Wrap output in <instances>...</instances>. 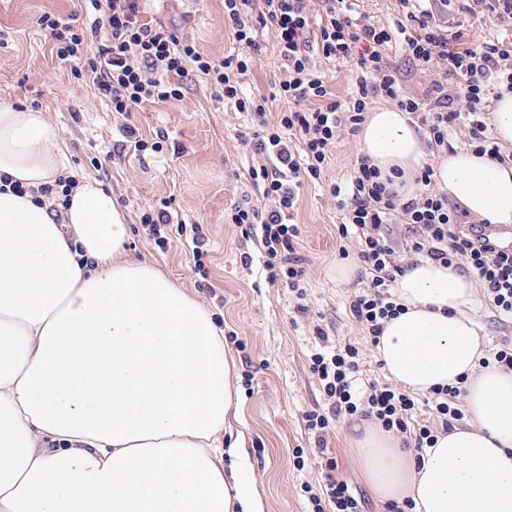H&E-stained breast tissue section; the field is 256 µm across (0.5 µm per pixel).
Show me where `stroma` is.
I'll list each match as a JSON object with an SVG mask.
<instances>
[{"mask_svg": "<svg viewBox=\"0 0 512 512\" xmlns=\"http://www.w3.org/2000/svg\"><path fill=\"white\" fill-rule=\"evenodd\" d=\"M143 8L146 18L193 41L206 56L221 60L238 51L224 21V0H144ZM46 12L82 27L89 36L96 28L94 15L78 0H0V30L7 34L0 46V105L43 109L61 130L72 166L108 187L125 209L131 226L129 254L162 269L223 328L241 392L236 427L246 437L266 512H312L310 495L321 492L330 457L337 463L336 478L353 488L363 512H387L357 472L350 451V428L361 423V416L334 417L320 436L308 431L303 420L306 412L330 406L312 370L311 357L320 349L356 345L359 385L388 382L366 330L350 313L352 300L366 285V273L360 269L352 279L336 277L337 264L356 261V243L338 236L342 215L329 187L348 180L360 158L356 136L343 134L320 179L300 189L295 222L301 234L295 247L306 269V295L297 299L285 285L267 279L260 230L246 234L228 221L238 205L266 209L262 187L248 175L259 158L241 139L250 121L225 107L214 86L193 78L185 82L181 99L143 102L127 118L113 112L92 85L74 79L69 66L57 59L48 32L37 24ZM448 16L463 18L464 41L512 38V21L485 11L463 14L460 0ZM272 42V34H265L244 83L246 93L270 97V120L287 107L271 98L282 70ZM384 55L407 94L428 97L437 68L415 63L398 42L390 43ZM127 121L147 142H160V150L129 151L122 135ZM165 199L179 220L198 226L207 251L202 270L194 268L190 240L175 229H168L163 247L147 236L140 218ZM473 316L488 348L512 342V316L487 298L478 297ZM298 452L304 459L300 466L294 458Z\"/></svg>", "mask_w": 512, "mask_h": 512, "instance_id": "stroma-1", "label": "stroma"}]
</instances>
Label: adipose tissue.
I'll list each match as a JSON object with an SVG mask.
<instances>
[{
	"label": "adipose tissue",
	"mask_w": 512,
	"mask_h": 512,
	"mask_svg": "<svg viewBox=\"0 0 512 512\" xmlns=\"http://www.w3.org/2000/svg\"><path fill=\"white\" fill-rule=\"evenodd\" d=\"M361 152L399 194L425 161L406 112L367 113ZM401 178H394V171ZM43 110L0 105V512H264L243 438L236 364L205 307L127 255L124 210L82 178L61 215L34 192L71 176ZM468 214L512 224V163L470 149L433 169ZM400 314L373 352L404 391H463L467 426L411 458L378 423L355 426L359 470L414 512H512V370L483 366L475 282L421 259L397 275Z\"/></svg>",
	"instance_id": "ef3b65f1"
}]
</instances>
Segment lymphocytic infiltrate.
I'll list each match as a JSON object with an SVG mask.
<instances>
[{"label":"lymphocytic infiltrate","instance_id":"1","mask_svg":"<svg viewBox=\"0 0 512 512\" xmlns=\"http://www.w3.org/2000/svg\"><path fill=\"white\" fill-rule=\"evenodd\" d=\"M89 2L100 13L106 33L96 50L88 49L83 29L72 23L48 13L38 23L49 31L58 59L71 63L75 78L91 82L114 112L127 115L145 101L180 99L184 78L194 75L220 88L225 104L234 111L260 118L249 145L263 162L250 168L249 175L262 185L269 207L260 214L238 206L230 220L260 225L267 278L293 291H300L305 274L294 247L300 235L294 222L299 188L303 180L320 179L341 133L358 132L376 99L394 101L410 114L424 113L430 144L439 152L448 150L449 129L465 120L481 132L475 152L500 163L508 160L485 133L484 98L495 86L512 91V43L493 39L458 47L457 37L425 7V0H400L403 17L391 25L360 16L358 0H224V20L238 52L220 61L202 54L195 44L179 39L161 23L143 19L141 0ZM315 2L325 20L314 33L310 22ZM266 29L271 30L273 49L283 62L277 94L289 103L272 122L265 119L267 97L242 90L260 48L258 36ZM396 39L414 61L435 63L441 72L433 102L402 92L396 72L382 54ZM313 43L325 59L353 63L348 100H330L327 85L310 63ZM432 172V166L423 167L415 177L419 192L402 197L364 159L346 182L330 188L343 213L338 233L343 238L356 235L358 259L368 274L366 289L356 296L350 311L371 340H378L383 320L401 311L391 286L403 267L382 232L385 224L394 221L414 230L406 253L446 266L466 260L485 296L501 312L512 315V251L490 246L483 231H458L461 215L449 205L447 194L433 189ZM312 369L331 402L330 413L376 419L385 430L408 435L407 447L416 453L434 444V430L414 420L416 403L409 394L387 387L364 392L357 388V346L347 344L328 354H314ZM311 501L313 512H361L353 489L332 475L322 494L312 495Z\"/></svg>","mask_w":512,"mask_h":512}]
</instances>
